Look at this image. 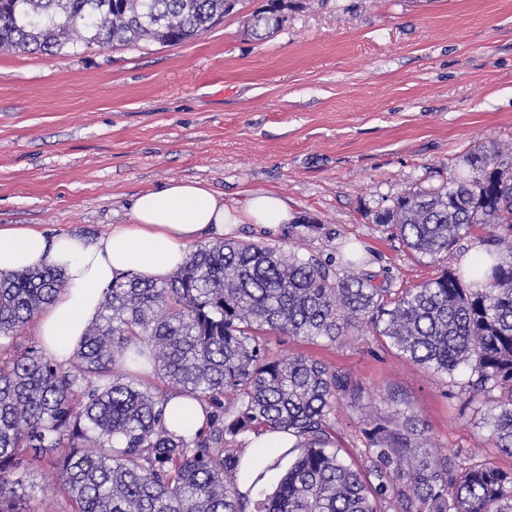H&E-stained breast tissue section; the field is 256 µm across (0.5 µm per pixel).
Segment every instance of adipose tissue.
<instances>
[{"mask_svg": "<svg viewBox=\"0 0 512 512\" xmlns=\"http://www.w3.org/2000/svg\"><path fill=\"white\" fill-rule=\"evenodd\" d=\"M129 217L93 239L50 235L35 224L0 225V277L42 265L66 273V288L35 325L44 352L59 365H68L114 280L134 275L165 281L202 234L221 237L239 224L275 227L292 222L295 214L270 191L245 192L243 201L230 207L202 182L172 179L135 195ZM164 417L169 429L186 437L205 423L201 404L179 393L169 394ZM291 444L283 432L252 436L242 456L241 490L254 483L272 487L280 476L275 464Z\"/></svg>", "mask_w": 512, "mask_h": 512, "instance_id": "adipose-tissue-1", "label": "adipose tissue"}]
</instances>
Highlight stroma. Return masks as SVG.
Segmentation results:
<instances>
[{"label":"stroma","mask_w":512,"mask_h":512,"mask_svg":"<svg viewBox=\"0 0 512 512\" xmlns=\"http://www.w3.org/2000/svg\"><path fill=\"white\" fill-rule=\"evenodd\" d=\"M243 0L179 45L0 49V225L95 237L129 221L136 194L198 180L237 205L247 189L296 215L274 229L241 224L230 239L358 269L391 292L437 277L439 263L376 224L398 196L446 180L472 147L512 156V0H301L265 40ZM274 358L303 355L363 389L341 404L338 443L360 457L364 431L392 408L426 444L512 470L447 377L385 338L351 330L330 342L271 335ZM25 488V512H72L49 469Z\"/></svg>","instance_id":"stroma-1"}]
</instances>
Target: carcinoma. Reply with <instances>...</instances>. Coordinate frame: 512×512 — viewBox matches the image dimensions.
I'll use <instances>...</instances> for the list:
<instances>
[{
	"instance_id": "carcinoma-1",
	"label": "carcinoma",
	"mask_w": 512,
	"mask_h": 512,
	"mask_svg": "<svg viewBox=\"0 0 512 512\" xmlns=\"http://www.w3.org/2000/svg\"><path fill=\"white\" fill-rule=\"evenodd\" d=\"M239 0H0V47L62 53L141 42L179 44L211 30ZM292 0H267L249 26L280 28ZM469 178L398 197L376 222L411 251L442 261L477 229L495 245L466 282L441 274L391 299L368 274L340 276L258 243L226 240L189 254L165 283L130 276L105 292L67 367L29 346L10 351L65 285L44 266L0 278V512H18L34 466L55 470L73 512H246L228 443L286 431L288 470L254 512H512V470L458 456L416 458L415 419L365 433V469L336 448V405L357 404L349 376L305 356L271 360L269 335L331 342L352 328L383 336L409 361L455 384L512 454V160L474 149ZM198 400L205 425L167 428L163 387Z\"/></svg>"
}]
</instances>
